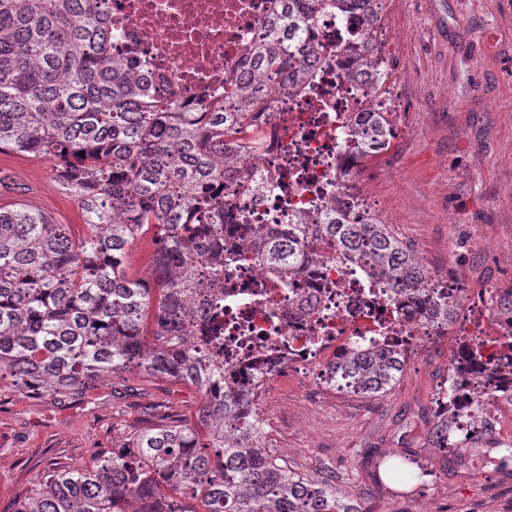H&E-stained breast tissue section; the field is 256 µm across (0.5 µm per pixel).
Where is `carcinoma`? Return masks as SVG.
I'll list each match as a JSON object with an SVG mask.
<instances>
[{
  "mask_svg": "<svg viewBox=\"0 0 512 512\" xmlns=\"http://www.w3.org/2000/svg\"><path fill=\"white\" fill-rule=\"evenodd\" d=\"M383 0H279L264 21L246 71L226 99L183 112L148 90L136 65L112 55L106 0H0V151L55 162V178L78 202L88 228L75 241L64 224L33 208H0V376L62 394L136 370L195 386L194 426L171 420L146 427L126 446L83 469H47L15 512H361L336 479L302 475L262 443L263 420L250 387L224 381V309L199 297L223 287L224 272L254 258L282 283L300 273L304 236L336 239L339 258L396 292L429 294L428 318L446 330L459 321L458 293L430 296V274L414 251L374 214L326 210L317 224H290L269 237L240 225L224 201V177L237 154L224 133L247 122L276 79L301 84L312 54L315 13L355 14L367 55L357 69L383 70L368 55ZM364 162L390 146L380 112L355 128ZM154 229L153 280L131 275L128 247ZM483 358L484 384L512 371V335ZM405 351L384 342L353 347L332 368L333 388L383 394L400 380ZM433 448L448 447V418L428 428ZM434 472L401 456L392 476L424 483Z\"/></svg>",
  "mask_w": 512,
  "mask_h": 512,
  "instance_id": "carcinoma-1",
  "label": "carcinoma"
}]
</instances>
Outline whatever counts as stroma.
I'll use <instances>...</instances> for the list:
<instances>
[{"instance_id": "35a3bbf8", "label": "stroma", "mask_w": 512, "mask_h": 512, "mask_svg": "<svg viewBox=\"0 0 512 512\" xmlns=\"http://www.w3.org/2000/svg\"><path fill=\"white\" fill-rule=\"evenodd\" d=\"M376 43L401 88L392 151L369 164L373 211L433 279L462 288L464 320L482 318L472 300L481 288L495 289L498 310L511 308L512 0H383ZM0 198L48 213L73 238L86 233L47 159L0 152ZM457 342L452 330L421 345L393 388L374 397L298 380L265 386L264 446L299 473H334L362 512H512L511 473L427 441ZM200 404L195 387L135 371L64 395L1 379L0 512H14L48 465L90 464L163 416L195 422ZM405 448L435 473L408 494L378 466Z\"/></svg>"}]
</instances>
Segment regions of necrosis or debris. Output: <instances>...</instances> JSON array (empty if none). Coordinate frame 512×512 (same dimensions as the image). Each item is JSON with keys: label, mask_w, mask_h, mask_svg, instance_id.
Segmentation results:
<instances>
[{"label": "necrosis or debris", "mask_w": 512, "mask_h": 512, "mask_svg": "<svg viewBox=\"0 0 512 512\" xmlns=\"http://www.w3.org/2000/svg\"><path fill=\"white\" fill-rule=\"evenodd\" d=\"M276 8V0H112L106 23L113 53L135 58L145 84L191 110L224 95ZM360 30L356 16L318 13L309 33L312 80L301 87L279 81L254 113L236 174L224 181L240 223L272 231L307 223L323 206L369 210L359 187L367 168L355 159L352 129L363 113L393 112L395 102L390 91L370 92L367 77L353 70ZM307 250L316 261L302 260L301 273L285 284L255 260L225 277L224 337L250 339L242 350L225 346V377L242 386L258 374L296 378L321 388L329 366L352 346H374L388 322L396 324L394 345L407 350L439 338L417 303L341 264L335 242L312 235ZM482 377L471 368L459 394L469 417L448 416L471 446L512 433L498 410L512 400V377H499L489 394Z\"/></svg>", "instance_id": "1"}]
</instances>
